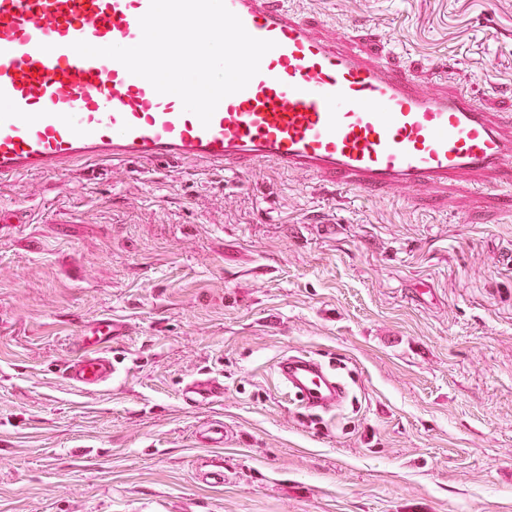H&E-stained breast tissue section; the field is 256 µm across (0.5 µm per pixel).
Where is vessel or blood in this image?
Masks as SVG:
<instances>
[{"mask_svg":"<svg viewBox=\"0 0 512 512\" xmlns=\"http://www.w3.org/2000/svg\"><path fill=\"white\" fill-rule=\"evenodd\" d=\"M255 38L274 41L247 87L209 125L120 62L72 45L130 47L150 0H0V181L60 175L80 162L194 161L225 173L273 163L379 193L512 181V113L463 89L423 91L415 71L354 46V29L322 33L290 0H225ZM125 321L84 326L62 368L81 389L107 387ZM278 376L302 402L333 407L343 388L312 356L283 355Z\"/></svg>","mask_w":512,"mask_h":512,"instance_id":"obj_1","label":"vessel or blood"}]
</instances>
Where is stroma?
Instances as JSON below:
<instances>
[{"instance_id": "stroma-1", "label": "stroma", "mask_w": 512, "mask_h": 512, "mask_svg": "<svg viewBox=\"0 0 512 512\" xmlns=\"http://www.w3.org/2000/svg\"><path fill=\"white\" fill-rule=\"evenodd\" d=\"M299 6L512 111V0ZM103 315L121 372L84 391L56 369ZM292 352L339 407L286 389ZM0 512H512V184L366 196L187 161L1 182ZM278 376L307 405L334 407L342 399L343 388L312 356L283 355L277 364Z\"/></svg>"}]
</instances>
